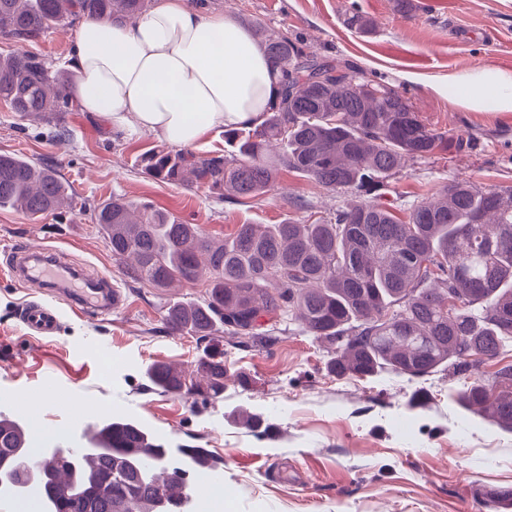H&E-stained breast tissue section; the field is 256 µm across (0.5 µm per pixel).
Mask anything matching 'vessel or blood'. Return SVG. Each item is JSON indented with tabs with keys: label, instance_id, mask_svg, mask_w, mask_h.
<instances>
[{
	"label": "vessel or blood",
	"instance_id": "1",
	"mask_svg": "<svg viewBox=\"0 0 512 512\" xmlns=\"http://www.w3.org/2000/svg\"><path fill=\"white\" fill-rule=\"evenodd\" d=\"M6 268L17 283L61 289L71 310L83 315H111L123 301L110 277L75 266L51 248L33 250L20 246L10 251ZM19 318L30 334L53 337L59 331L62 311L34 300L22 304Z\"/></svg>",
	"mask_w": 512,
	"mask_h": 512
}]
</instances>
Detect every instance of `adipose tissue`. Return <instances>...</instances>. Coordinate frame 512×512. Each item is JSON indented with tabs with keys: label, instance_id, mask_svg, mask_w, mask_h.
Returning <instances> with one entry per match:
<instances>
[{
	"label": "adipose tissue",
	"instance_id": "adipose-tissue-1",
	"mask_svg": "<svg viewBox=\"0 0 512 512\" xmlns=\"http://www.w3.org/2000/svg\"><path fill=\"white\" fill-rule=\"evenodd\" d=\"M71 65L82 111L183 149L213 127L261 123L281 80L248 28L188 0H159L132 22L83 21Z\"/></svg>",
	"mask_w": 512,
	"mask_h": 512
}]
</instances>
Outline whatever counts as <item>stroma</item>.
I'll list each match as a JSON object with an SVG mask.
<instances>
[{
	"label": "stroma",
	"mask_w": 512,
	"mask_h": 512,
	"mask_svg": "<svg viewBox=\"0 0 512 512\" xmlns=\"http://www.w3.org/2000/svg\"><path fill=\"white\" fill-rule=\"evenodd\" d=\"M201 8L235 15L257 38L285 33L305 52L340 59L395 89L420 120L447 140L433 154L409 158L373 193L330 191L281 168L258 199L205 186L169 185L142 169L140 157L162 142L149 134L108 130L92 113L50 120L19 117L0 102V154L54 170L81 205L30 219L0 210V259L20 244L65 251L72 263L112 278L125 296L111 316L64 312L57 336L39 339L18 320L22 302L45 298L0 271V412L24 420L43 447L78 448L106 412L134 420L168 446L221 456L223 486L194 496L193 512H487L483 487L512 491V433L456 406L448 391L459 377L420 381L382 375L339 379L328 372L326 343L302 333L267 348L230 349L224 399L154 390L147 368L167 362L197 376L198 337L169 333L168 305L202 297L206 280L181 288L135 281L130 261L115 259L94 210L118 195L150 204L212 237L238 224L316 221L368 200L401 218L423 197L460 178L484 188L512 187V111L473 104L459 91L483 70L512 79V0H201ZM369 20L352 27V15ZM79 23L29 42L0 38V55L27 52L53 70L69 68ZM65 138H58V128ZM469 138L456 149L457 136ZM426 401L413 411L412 399ZM261 413L269 434L249 431L243 413Z\"/></svg>",
	"instance_id": "1"
}]
</instances>
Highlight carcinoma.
<instances>
[{"mask_svg":"<svg viewBox=\"0 0 512 512\" xmlns=\"http://www.w3.org/2000/svg\"><path fill=\"white\" fill-rule=\"evenodd\" d=\"M150 0H0V37L29 41L84 17L132 20ZM263 46L283 74L278 103L257 126L224 129L229 154L197 157L156 149L141 159L153 179L194 182L238 197L266 194L279 166L331 190L383 186L408 157L424 158L442 137L428 129L397 92L322 62L286 34ZM68 77L30 54L0 56V101L21 117L45 120L71 111ZM282 145L278 158L268 154ZM53 171L0 154V208L30 216L74 208ZM114 196L95 209L116 259L133 258L130 275L154 288L193 284L208 275L204 295L169 305L165 326L205 342L200 381L165 362L146 371L163 393L224 400L227 350L264 348L293 324L335 346L327 364L336 377L393 374L424 379L442 371L464 376L448 393L464 410L512 432V364L476 373L512 345V189H482L466 179L416 203L402 220L386 206L361 202L312 224H240L220 240L149 205ZM112 455L61 457L41 487L56 509L45 512H185L170 506L184 479L176 469L216 467L201 448L172 452L141 424L104 418L88 441ZM32 434L0 412V463L28 480Z\"/></svg>","mask_w":512,"mask_h":512,"instance_id":"carcinoma-1","label":"carcinoma"}]
</instances>
